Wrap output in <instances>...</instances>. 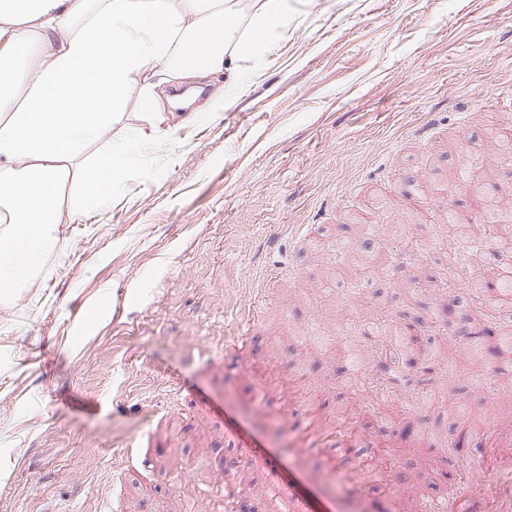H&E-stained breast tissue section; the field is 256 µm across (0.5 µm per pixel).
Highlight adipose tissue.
<instances>
[{
    "instance_id": "ef3b65f1",
    "label": "adipose tissue",
    "mask_w": 512,
    "mask_h": 512,
    "mask_svg": "<svg viewBox=\"0 0 512 512\" xmlns=\"http://www.w3.org/2000/svg\"><path fill=\"white\" fill-rule=\"evenodd\" d=\"M288 25V0H0V296L28 281L63 216L110 205L127 165L101 138L137 95L145 143L174 131L165 88L229 70Z\"/></svg>"
}]
</instances>
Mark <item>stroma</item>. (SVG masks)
I'll return each mask as SVG.
<instances>
[{
  "label": "stroma",
  "mask_w": 512,
  "mask_h": 512,
  "mask_svg": "<svg viewBox=\"0 0 512 512\" xmlns=\"http://www.w3.org/2000/svg\"><path fill=\"white\" fill-rule=\"evenodd\" d=\"M260 56L189 79L165 144L139 142L129 98L108 143L129 163L105 209L59 225L36 274L0 300V512H224L221 460L261 486L276 465L313 512H365L342 469L302 448L305 399L355 414L362 454L394 449L388 482L447 498L449 465L481 469L476 428L512 465V379L494 350L406 369L381 399L350 378L342 341L384 312L423 345L464 339L469 291L448 289V211L481 218L465 182L512 195V0H289ZM193 121H185V113ZM369 248L376 269L338 272ZM264 393L223 363L250 305ZM292 406L297 423L285 424ZM455 443L454 452L442 449Z\"/></svg>",
  "instance_id": "obj_1"
}]
</instances>
